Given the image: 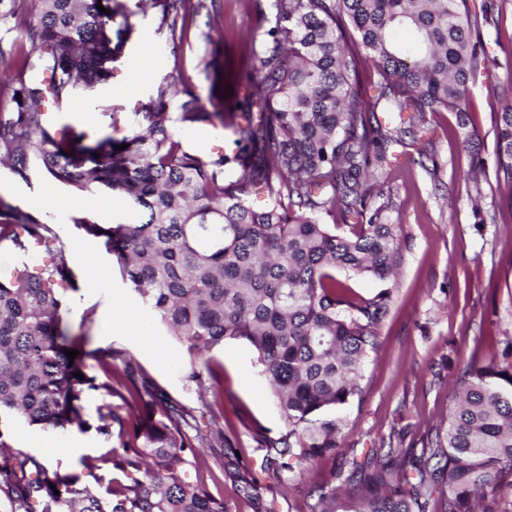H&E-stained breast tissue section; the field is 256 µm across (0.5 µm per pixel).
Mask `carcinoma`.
Wrapping results in <instances>:
<instances>
[{"mask_svg": "<svg viewBox=\"0 0 512 512\" xmlns=\"http://www.w3.org/2000/svg\"><path fill=\"white\" fill-rule=\"evenodd\" d=\"M34 73L0 113L1 160L27 181L35 172L78 192L105 188L124 196L135 222L75 226L103 239L167 333L191 356L195 382L217 432L192 427L193 410L137 386L124 364L129 395L146 408L129 428L122 406L98 410L96 432L117 436L118 470L145 466V479L108 489L51 480L22 451L0 463V495L10 512H226L224 500L185 479L186 455L219 438L228 464L235 449L219 428L224 383L209 354L229 341L253 350L284 421L255 439L274 474L339 459L332 481L313 487L305 512H512V364L457 365L444 431L422 448L394 434L359 463L342 450V412L361 396L364 360L378 345L392 291L356 298L338 270L386 282L399 258L400 225L385 222L391 165H424L426 117L465 119L482 61L488 58L468 0H252L275 25L251 42L255 65L231 87L237 109L210 110L185 87L161 83L131 134L90 139L51 124L47 111L91 93L112 77L109 59L133 32L125 0H37ZM102 5L110 14L102 13ZM162 20L197 14L206 0H154ZM354 30L356 47L347 46ZM370 65L376 92L360 79ZM187 100L172 116L178 93ZM232 130L226 150L204 154L176 138L174 124ZM126 144L128 148L116 150ZM100 157H95V154ZM496 178L512 183V100L496 127ZM278 204L252 209L251 196ZM288 203H282V200ZM330 217L349 228L336 232ZM17 255L42 246L52 261L34 272H0V414L43 431L83 428L79 402L94 390L79 379L85 338L62 326L71 283L60 231L39 217L0 205V243ZM77 350L74 361L64 350Z\"/></svg>", "mask_w": 512, "mask_h": 512, "instance_id": "1", "label": "carcinoma"}]
</instances>
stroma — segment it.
Here are the masks:
<instances>
[{"instance_id":"obj_1","label":"stroma","mask_w":512,"mask_h":512,"mask_svg":"<svg viewBox=\"0 0 512 512\" xmlns=\"http://www.w3.org/2000/svg\"><path fill=\"white\" fill-rule=\"evenodd\" d=\"M468 5L471 12L486 14L480 34L490 62L471 88L467 117L429 116L433 167L403 164L387 177L391 206L385 220L401 227L402 257L393 301L378 327V347L364 362L362 396L343 413V447L360 459L394 431L404 447H420L426 433L448 422L449 363L502 360L505 342L512 339V184L493 179L477 191L465 180L472 159H481L487 171L495 169L502 94L512 89V0L488 5L469 0ZM127 6L134 30L112 65L110 82L79 96L77 104L86 105V112L77 111V104L52 110L53 123L91 138L120 139L130 134L135 113L162 82L192 85L201 100H208L214 81H228L250 68L246 40L267 26L249 0H221L217 13L175 24L162 22L159 9L144 0H127ZM33 20L34 0H0V113L11 110L19 81L31 77L24 58ZM145 59L150 74L129 83ZM468 136L474 148L464 146ZM71 196L42 175L25 182L0 164V201L60 225L66 245L81 248L89 258L88 265L73 266L75 285L64 292V321L70 335L86 337L89 355L82 369L97 384L80 401L89 427L48 434L7 415L0 418V438L10 449L45 460L49 472L78 477L80 485L102 492L112 478L127 484L142 473L119 474L108 461L119 447L117 438L101 437L94 429L98 408L117 403L112 390L120 382L112 366L96 360L94 350L121 351L137 377L170 402L197 410L202 402L188 378L185 348L142 305L102 240L75 228L81 213L67 207ZM210 366L224 379V434L238 451L242 473L255 479L257 496L240 497L218 446L200 449L197 460L184 467L186 479L223 499L228 512H303L310 487L330 480L334 459L322 458L301 474L268 472L253 433L264 428L275 436L285 426L251 350L242 342L225 343L212 351ZM87 459L100 460V467L88 472Z\"/></svg>"}]
</instances>
